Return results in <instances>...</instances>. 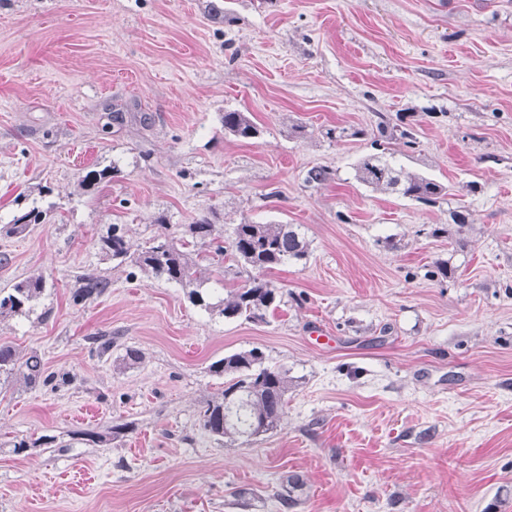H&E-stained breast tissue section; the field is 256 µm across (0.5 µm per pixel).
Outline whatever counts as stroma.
I'll return each mask as SVG.
<instances>
[{
	"mask_svg": "<svg viewBox=\"0 0 512 512\" xmlns=\"http://www.w3.org/2000/svg\"><path fill=\"white\" fill-rule=\"evenodd\" d=\"M230 111L262 139L225 135ZM382 123L413 136L397 166L451 195L356 180ZM315 166L328 182H307ZM32 207L44 223L0 235V289L45 290L0 318V344L72 381L0 377V512H512V0H0V226ZM207 212L309 240L271 272L266 322L100 250L113 225L138 246L156 218L177 233ZM440 261L450 278L431 277ZM83 276L110 286L74 303ZM252 347L292 379L287 413L255 442L216 440L207 367ZM117 424L109 445L72 436ZM44 290L42 276L29 277L13 285L9 291L0 290V317L16 314L29 315L33 311V303L38 300Z\"/></svg>",
	"mask_w": 512,
	"mask_h": 512,
	"instance_id": "35a3bbf8",
	"label": "stroma"
}]
</instances>
